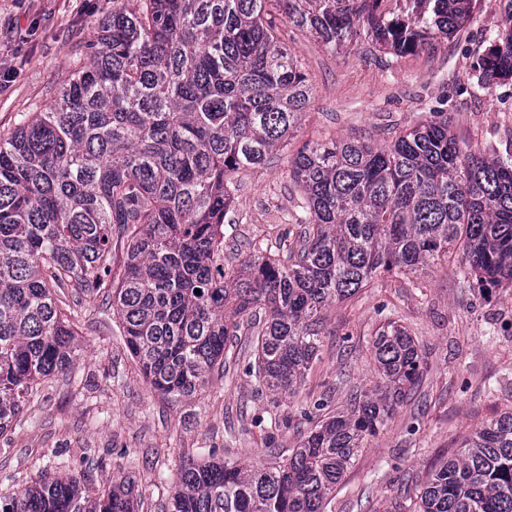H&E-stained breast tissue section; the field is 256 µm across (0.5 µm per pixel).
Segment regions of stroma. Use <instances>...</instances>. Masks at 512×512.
Returning a JSON list of instances; mask_svg holds the SVG:
<instances>
[{
    "label": "stroma",
    "instance_id": "obj_1",
    "mask_svg": "<svg viewBox=\"0 0 512 512\" xmlns=\"http://www.w3.org/2000/svg\"><path fill=\"white\" fill-rule=\"evenodd\" d=\"M511 11L512 0H477L455 37L404 57L366 41L333 52L305 33H286L313 89L298 140L382 144L445 112L463 149L512 159V80L489 92L476 84L481 59ZM111 12L112 0H0V76L13 73L11 82L0 79L1 135L52 104L77 47ZM300 203L283 152L241 171L224 221L227 263L277 241ZM387 321L415 339L424 372L325 512H389L404 478L460 451L466 435L512 405V286L479 288L458 257L417 275H380L355 299L330 307L306 382L287 397L260 389L247 373L254 349L243 335L231 359L211 373L206 393L171 405L145 381L103 295H81L73 368L38 384L0 436V495L44 471L92 489L130 476L141 494L139 512H166L182 454L269 465L267 449L299 446L310 429L304 413L315 403L333 413L357 388L372 387V335Z\"/></svg>",
    "mask_w": 512,
    "mask_h": 512
}]
</instances>
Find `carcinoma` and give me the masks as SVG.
Listing matches in <instances>:
<instances>
[{
  "instance_id": "obj_1",
  "label": "carcinoma",
  "mask_w": 512,
  "mask_h": 512,
  "mask_svg": "<svg viewBox=\"0 0 512 512\" xmlns=\"http://www.w3.org/2000/svg\"><path fill=\"white\" fill-rule=\"evenodd\" d=\"M112 0L52 107L0 136V435L32 387L75 358L68 291L104 292L151 388L173 405L205 391L241 328L259 385L290 395L320 348L325 312L381 272L462 254L483 289L512 284V159L463 150L433 112L382 146L306 141L312 87L282 25L336 51L365 38L419 53L476 0ZM478 86L512 77V11ZM288 153L301 216L261 254L224 265V218L242 169ZM201 294H195V290ZM376 382L318 419L274 466L181 460L167 512H324L368 439L423 373L415 340L373 334ZM412 483L402 512H512V407ZM0 512H139L135 484L91 490L40 476Z\"/></svg>"
}]
</instances>
